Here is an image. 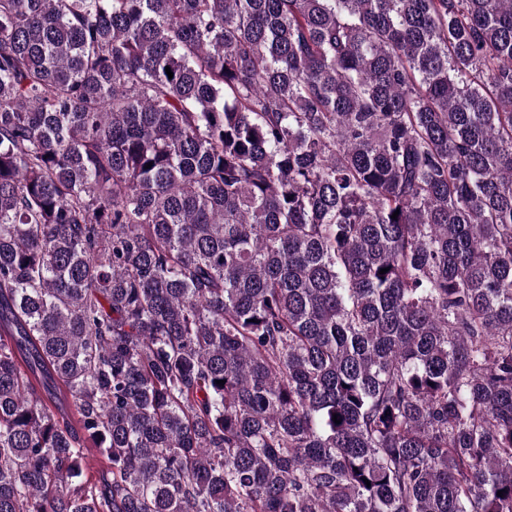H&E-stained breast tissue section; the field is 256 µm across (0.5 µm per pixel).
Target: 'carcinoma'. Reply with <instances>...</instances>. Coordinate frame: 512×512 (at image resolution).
Returning a JSON list of instances; mask_svg holds the SVG:
<instances>
[{
    "label": "carcinoma",
    "mask_w": 512,
    "mask_h": 512,
    "mask_svg": "<svg viewBox=\"0 0 512 512\" xmlns=\"http://www.w3.org/2000/svg\"><path fill=\"white\" fill-rule=\"evenodd\" d=\"M0 512H512V0H0Z\"/></svg>",
    "instance_id": "1"
}]
</instances>
